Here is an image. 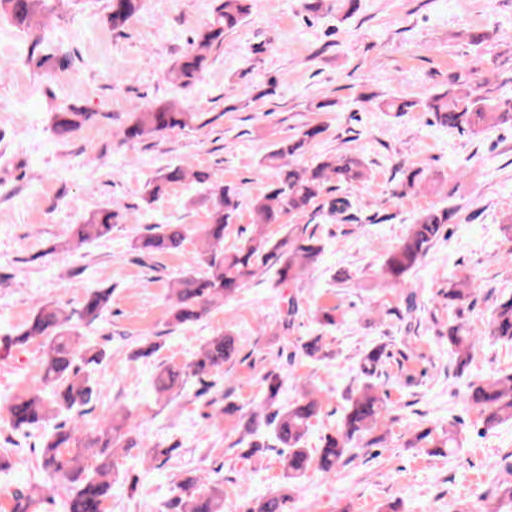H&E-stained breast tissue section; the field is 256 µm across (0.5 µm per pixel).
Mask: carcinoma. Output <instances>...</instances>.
I'll use <instances>...</instances> for the list:
<instances>
[{
    "instance_id": "carcinoma-1",
    "label": "carcinoma",
    "mask_w": 512,
    "mask_h": 512,
    "mask_svg": "<svg viewBox=\"0 0 512 512\" xmlns=\"http://www.w3.org/2000/svg\"><path fill=\"white\" fill-rule=\"evenodd\" d=\"M51 0H0V15L32 31L43 25ZM252 0H221L212 18L202 27L192 48L168 71L170 81L183 88L193 86L209 66L211 55L224 44V36L234 31L250 15ZM141 0H108V22L114 30H122L139 13ZM29 63L45 72L70 65L68 56L54 54L29 57ZM388 112L401 114L422 108L432 114L435 124L457 129L470 136H479L489 128L512 123V98L499 99L475 93L457 74L448 75L442 91L425 100L410 102L384 101ZM89 114L64 109L55 117L54 130L65 137L79 129ZM194 119L169 102H157L133 113L123 128L126 143L144 142L158 134L186 127ZM323 128L309 125L297 136L281 140L261 161V167L273 172L266 190L251 199L256 219L251 230L238 245L224 247V239L235 223L241 207L240 193L212 179L201 169L174 166L162 172L150 186L147 200L152 202L167 187L187 179L205 187L212 199L208 223L199 227L201 248L196 263L200 270L187 271L169 283L168 324L180 327L201 320L212 309L224 305L256 276L268 270L275 272L277 285L295 286L303 276L322 260L324 245L307 226L288 225L280 239L273 238L269 226L279 224L285 215H299L316 206L327 191L343 185L360 184L368 178V168L356 153L345 152L323 158L312 166L292 162L307 144L317 139ZM455 213L446 208H428L420 212L407 235L385 255L379 277L389 287L402 288L408 276L422 262ZM124 221L123 214L111 208H100L74 225L69 237L54 246L68 252L74 246L108 237L112 228ZM190 228L185 224H156L147 234L130 241V250L144 256L168 254L180 250ZM477 292L468 277L450 283L445 297L448 307L461 312L471 306ZM112 289L91 288L79 310L57 302L36 305L26 322L15 334L0 340V348L9 351L39 340L44 347L39 383L0 404L14 430L26 432L66 414L68 419L55 425L40 448L41 468L50 483L19 490L11 512H35L43 491L61 488L65 493V512H103L112 498L115 460L118 452L128 453L137 445L130 438L135 431L132 415L121 407L112 408L92 438L83 437L80 418L88 414L93 388L86 366L96 364L105 356L98 350L86 356L80 341L81 328L99 321L110 305ZM298 303L289 297L284 318L277 329L286 334L293 327ZM490 335L512 343V293L497 299L490 320ZM448 346L453 354L457 373L469 368L477 339L465 334L462 325L448 324ZM304 356L318 360L325 356L322 337L314 336L300 344ZM234 336L218 333L200 346L194 359L185 367H163L156 375L155 393L174 394L188 380L199 381L224 370V364L238 354ZM387 358L383 345L363 352L358 365L362 385L346 399L344 413L336 431L326 435L315 450L304 447V439L322 410V399L313 392L286 404L280 396L288 376L274 369L262 376V400L259 409L240 421L244 434L262 436L272 429L275 447L281 449L286 485L273 494L261 497L244 507L243 512H288V485L316 470L329 475L351 457L354 441L373 433L389 415L387 396L376 383L378 369ZM468 403L479 411L481 424L491 429L512 423V370L471 382L466 392ZM458 445L456 425L441 432L433 428H416L411 448L434 447L433 453L446 448L453 453ZM181 494L166 504L167 512H224V488H197V479L188 477L179 483ZM484 512H512V481L496 488Z\"/></svg>"
}]
</instances>
